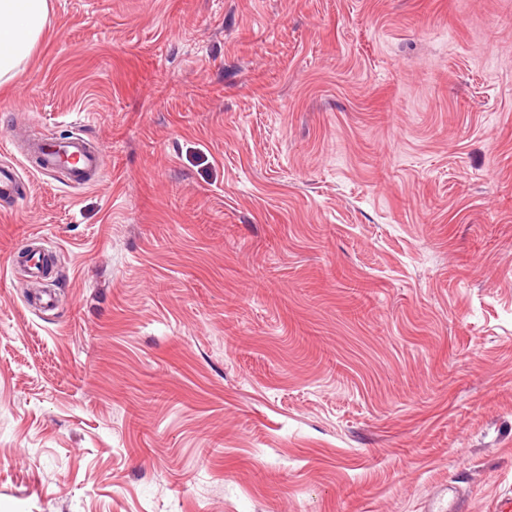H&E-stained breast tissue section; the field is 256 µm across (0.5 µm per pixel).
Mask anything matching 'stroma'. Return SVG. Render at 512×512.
Masks as SVG:
<instances>
[{"label": "stroma", "instance_id": "1", "mask_svg": "<svg viewBox=\"0 0 512 512\" xmlns=\"http://www.w3.org/2000/svg\"><path fill=\"white\" fill-rule=\"evenodd\" d=\"M2 144L0 512L512 486V0H50ZM64 152L80 160L79 177L74 176L77 185H91L98 180L104 167L102 152L81 135H71L62 141L41 137L28 148V155L35 159L36 170L46 175H52L62 166Z\"/></svg>", "mask_w": 512, "mask_h": 512}]
</instances>
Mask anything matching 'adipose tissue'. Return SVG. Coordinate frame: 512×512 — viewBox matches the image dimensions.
<instances>
[{
    "instance_id": "ef3b65f1",
    "label": "adipose tissue",
    "mask_w": 512,
    "mask_h": 512,
    "mask_svg": "<svg viewBox=\"0 0 512 512\" xmlns=\"http://www.w3.org/2000/svg\"><path fill=\"white\" fill-rule=\"evenodd\" d=\"M48 12L49 0H0V85L32 55Z\"/></svg>"
}]
</instances>
